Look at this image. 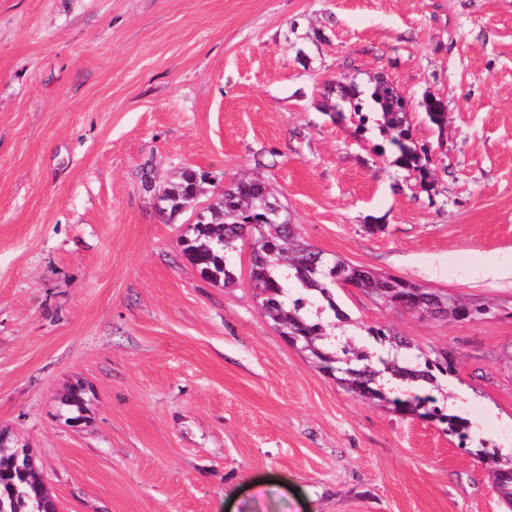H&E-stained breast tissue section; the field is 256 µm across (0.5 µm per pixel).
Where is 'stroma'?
I'll use <instances>...</instances> for the list:
<instances>
[{
    "mask_svg": "<svg viewBox=\"0 0 512 512\" xmlns=\"http://www.w3.org/2000/svg\"><path fill=\"white\" fill-rule=\"evenodd\" d=\"M379 78L426 180L380 131ZM188 166L204 205L264 181L326 256L488 304L457 322L335 293L337 348L385 353L366 329L386 325L408 364L453 349L425 391L469 439L288 343L249 247L236 284L204 281L179 244L194 215L142 178ZM511 253L512 0H0V432L59 512H505L512 276L484 271Z\"/></svg>",
    "mask_w": 512,
    "mask_h": 512,
    "instance_id": "1",
    "label": "stroma"
}]
</instances>
